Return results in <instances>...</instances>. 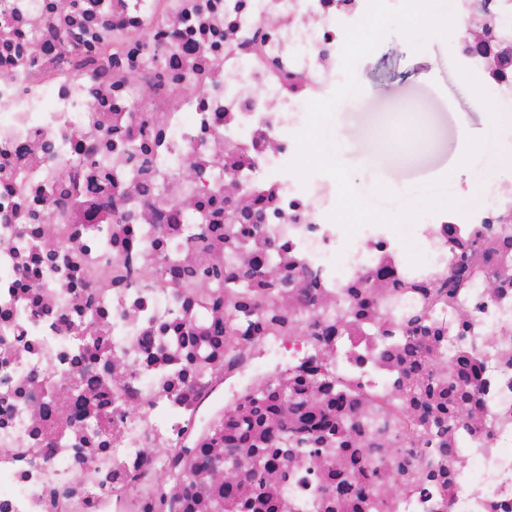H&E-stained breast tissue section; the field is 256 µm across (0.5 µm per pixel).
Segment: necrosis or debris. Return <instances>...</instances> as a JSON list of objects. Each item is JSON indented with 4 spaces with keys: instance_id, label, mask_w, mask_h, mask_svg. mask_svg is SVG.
<instances>
[{
    "instance_id": "obj_1",
    "label": "necrosis or debris",
    "mask_w": 512,
    "mask_h": 512,
    "mask_svg": "<svg viewBox=\"0 0 512 512\" xmlns=\"http://www.w3.org/2000/svg\"><path fill=\"white\" fill-rule=\"evenodd\" d=\"M367 5L0 0V512H512V185L414 267L287 170ZM448 8L512 126V0Z\"/></svg>"
}]
</instances>
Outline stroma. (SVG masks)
I'll list each match as a JSON object with an SVG mask.
<instances>
[{"mask_svg":"<svg viewBox=\"0 0 512 512\" xmlns=\"http://www.w3.org/2000/svg\"><path fill=\"white\" fill-rule=\"evenodd\" d=\"M457 62L454 41L434 36L417 51L393 32L356 66L361 90L334 113L330 135L336 158L352 170L354 188L384 209H397L439 174H450L448 189L459 195L462 185L488 166L484 153L470 167L456 170L451 164L460 126L474 136L491 127L487 110L463 93ZM407 112L427 137L428 148L405 158L392 153L367 157L364 136L391 134Z\"/></svg>","mask_w":512,"mask_h":512,"instance_id":"stroma-1","label":"stroma"}]
</instances>
